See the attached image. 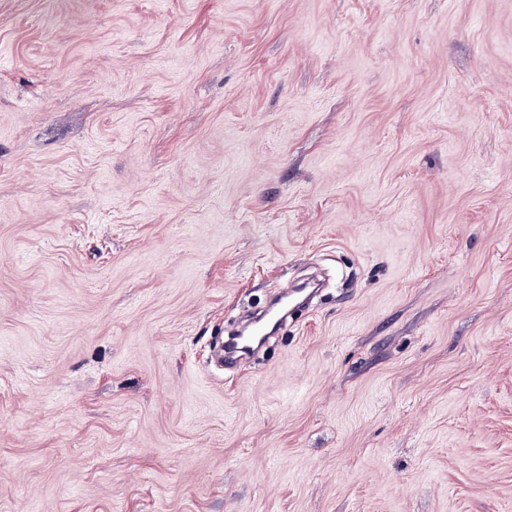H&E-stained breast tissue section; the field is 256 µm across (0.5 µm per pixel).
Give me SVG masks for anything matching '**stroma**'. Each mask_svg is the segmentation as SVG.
<instances>
[{
    "instance_id": "1",
    "label": "stroma",
    "mask_w": 512,
    "mask_h": 512,
    "mask_svg": "<svg viewBox=\"0 0 512 512\" xmlns=\"http://www.w3.org/2000/svg\"><path fill=\"white\" fill-rule=\"evenodd\" d=\"M0 512H512V0H0ZM317 292L318 289L298 288V285L295 284L289 287L288 285L286 287H283L280 290V293L277 295V297L272 301L264 317L260 318V320L257 321L256 323L245 326L242 329L239 336H235L234 338L230 339L228 348L237 349V353L232 357H227L226 361L234 362L243 357L250 356L254 354L256 351H258L267 342L271 335L274 334V332L281 325L284 319L288 318V316H290L291 313L288 314L286 318L282 319L278 323L274 331L267 333L266 335H263L260 339L251 338V336H253L254 330L259 326L266 325L268 323L270 314L272 312H276L286 303H288L289 308L297 303H302L300 306L308 304L313 300Z\"/></svg>"
}]
</instances>
